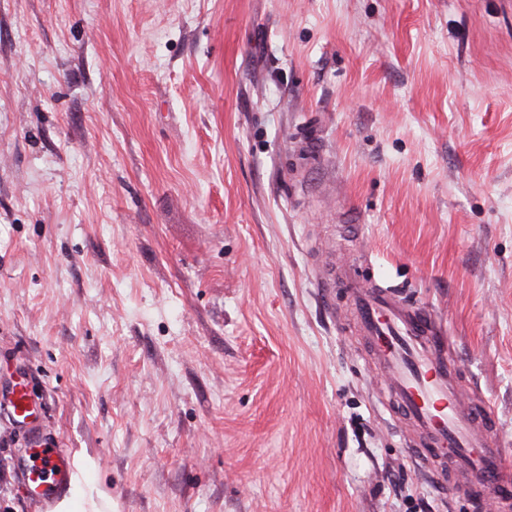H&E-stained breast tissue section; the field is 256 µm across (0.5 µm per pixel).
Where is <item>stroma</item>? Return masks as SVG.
Returning <instances> with one entry per match:
<instances>
[{"label": "stroma", "instance_id": "stroma-1", "mask_svg": "<svg viewBox=\"0 0 512 512\" xmlns=\"http://www.w3.org/2000/svg\"><path fill=\"white\" fill-rule=\"evenodd\" d=\"M440 327L512 463L507 0H0V512L19 379L87 512H493L344 286Z\"/></svg>", "mask_w": 512, "mask_h": 512}]
</instances>
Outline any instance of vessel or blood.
Wrapping results in <instances>:
<instances>
[{"label":"vessel or blood","mask_w":512,"mask_h":512,"mask_svg":"<svg viewBox=\"0 0 512 512\" xmlns=\"http://www.w3.org/2000/svg\"><path fill=\"white\" fill-rule=\"evenodd\" d=\"M344 285L426 465L453 491L475 499L494 493L502 512H512V468L495 441L491 408L462 404L465 386L443 354L445 340L432 318L393 290L350 278ZM10 406L17 425L28 429L20 472L27 497L53 500L69 479L70 457L43 433L26 385L13 389Z\"/></svg>","instance_id":"obj_1"}]
</instances>
